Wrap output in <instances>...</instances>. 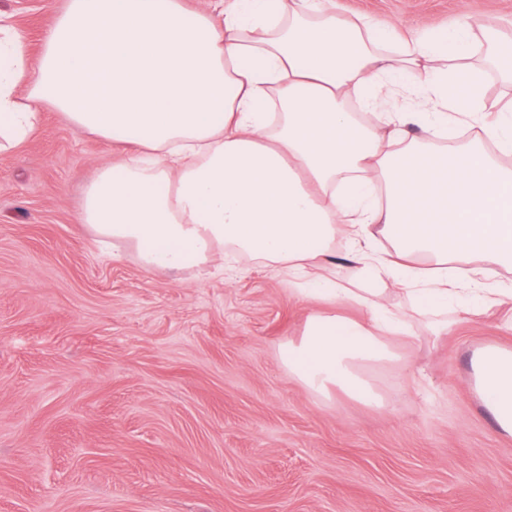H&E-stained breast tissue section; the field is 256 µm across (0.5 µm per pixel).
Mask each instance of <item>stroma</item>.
I'll return each instance as SVG.
<instances>
[{
    "label": "stroma",
    "mask_w": 512,
    "mask_h": 512,
    "mask_svg": "<svg viewBox=\"0 0 512 512\" xmlns=\"http://www.w3.org/2000/svg\"><path fill=\"white\" fill-rule=\"evenodd\" d=\"M399 28L461 19L512 33V0H337ZM60 0H0L31 56ZM125 148L51 104L0 153V512H512V435L477 397L471 360L512 349V301L369 369L376 410L326 400L280 359L310 306L286 275L239 259L146 270L102 255L83 191Z\"/></svg>",
    "instance_id": "obj_1"
}]
</instances>
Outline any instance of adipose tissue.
<instances>
[{
	"mask_svg": "<svg viewBox=\"0 0 512 512\" xmlns=\"http://www.w3.org/2000/svg\"><path fill=\"white\" fill-rule=\"evenodd\" d=\"M484 49L472 23L396 28L336 14L329 0H230L203 11L183 0H65L37 57L0 17V150L40 128L49 102L67 120L141 151L104 161L86 186L80 223L99 243L133 246L146 269L177 272L224 250L304 283L317 302L281 351L310 390L372 408L370 367L399 360L388 337L406 315L384 310L401 286L418 315L457 304L470 316L512 291L485 275L512 269V107L486 100ZM467 86L465 104L450 94ZM421 87L430 107L404 112ZM377 113L363 124L354 108ZM481 128L441 148L448 125ZM344 235L367 285L324 275ZM387 243L378 250L374 236ZM333 310H326V303ZM364 306L355 321L341 306ZM475 384L512 434V350L490 346Z\"/></svg>",
	"mask_w": 512,
	"mask_h": 512,
	"instance_id": "ef3b65f1",
	"label": "adipose tissue"
}]
</instances>
